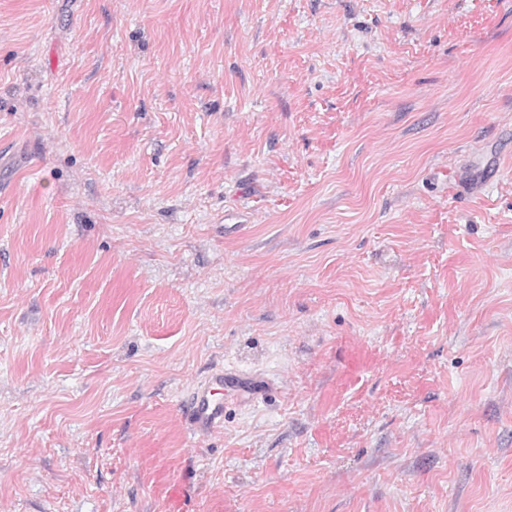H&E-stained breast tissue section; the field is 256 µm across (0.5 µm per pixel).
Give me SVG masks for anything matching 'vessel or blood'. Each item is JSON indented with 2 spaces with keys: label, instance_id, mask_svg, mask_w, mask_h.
<instances>
[{
  "label": "vessel or blood",
  "instance_id": "1",
  "mask_svg": "<svg viewBox=\"0 0 512 512\" xmlns=\"http://www.w3.org/2000/svg\"><path fill=\"white\" fill-rule=\"evenodd\" d=\"M242 380L233 373L216 371L197 383L189 395L187 413L193 425L208 432L224 424V398L239 394ZM189 493L185 480H171L162 490L167 512H184L183 503Z\"/></svg>",
  "mask_w": 512,
  "mask_h": 512
}]
</instances>
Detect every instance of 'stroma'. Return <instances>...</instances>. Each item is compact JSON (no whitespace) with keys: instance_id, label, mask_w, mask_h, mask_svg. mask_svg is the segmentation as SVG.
Wrapping results in <instances>:
<instances>
[{"instance_id":"35a3bbf8","label":"stroma","mask_w":512,"mask_h":512,"mask_svg":"<svg viewBox=\"0 0 512 512\" xmlns=\"http://www.w3.org/2000/svg\"><path fill=\"white\" fill-rule=\"evenodd\" d=\"M173 478L512 512V0H0V512ZM242 379L233 373L218 370L197 383L189 395L187 414L193 425L208 432L224 425L223 395H238Z\"/></svg>"}]
</instances>
